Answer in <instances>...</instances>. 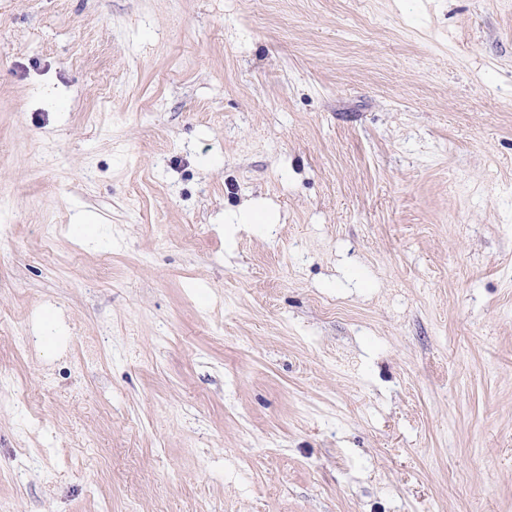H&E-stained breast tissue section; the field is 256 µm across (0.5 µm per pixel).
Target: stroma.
Listing matches in <instances>:
<instances>
[{"label":"stroma","instance_id":"obj_1","mask_svg":"<svg viewBox=\"0 0 512 512\" xmlns=\"http://www.w3.org/2000/svg\"><path fill=\"white\" fill-rule=\"evenodd\" d=\"M0 512H512V0H0Z\"/></svg>","mask_w":512,"mask_h":512}]
</instances>
